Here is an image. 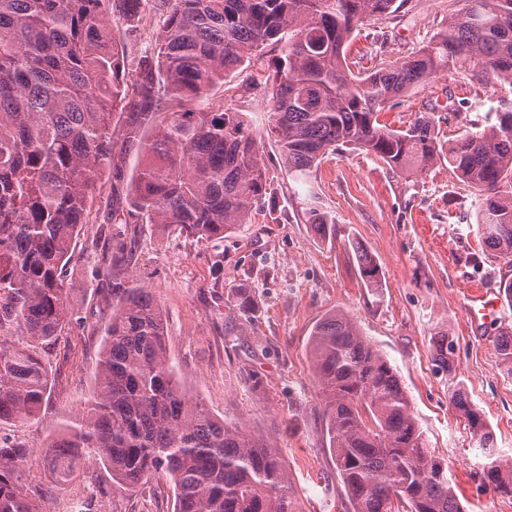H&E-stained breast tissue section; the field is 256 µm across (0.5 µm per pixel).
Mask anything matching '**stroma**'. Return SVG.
<instances>
[{
	"label": "stroma",
	"instance_id": "obj_1",
	"mask_svg": "<svg viewBox=\"0 0 512 512\" xmlns=\"http://www.w3.org/2000/svg\"><path fill=\"white\" fill-rule=\"evenodd\" d=\"M451 7V0H408L396 15L366 22L348 46L349 63L369 52L385 62L405 57L447 22ZM511 92L494 80L471 83L461 67L378 119L403 126L430 101L451 138L494 123L500 97ZM214 98L264 127V86L248 90L236 77L216 87ZM260 154L267 197L250 223L203 244L159 234L149 224L130 225L136 256L130 265L112 255V167H99L88 222L66 272L69 307L79 320L44 352L53 371L49 401L37 420L14 431L32 450L20 483L39 491L43 512H59L84 488L109 512H173L165 477L116 492L97 464L60 486L40 453L93 391L100 338L112 313L106 288L116 277L152 289L184 388L214 416L269 437L279 448L303 512H353L336 474L310 355L314 326L334 313L353 319L397 370L429 447L448 463L464 512H512L511 497L482 488L486 457L448 401L454 387L463 388L493 432L494 453L512 461V375L497 353L500 330L512 329V297L505 291L512 264L478 233L474 192L443 161L410 176L347 150L327 155L304 187L289 177L273 142H265ZM314 207L335 224V239L314 233ZM352 240L374 254L381 287H367L360 276L348 247ZM245 279L254 302L249 319L232 294ZM475 284L498 299L477 326L466 307ZM443 331L454 340L448 371L432 361L433 339Z\"/></svg>",
	"mask_w": 512,
	"mask_h": 512
}]
</instances>
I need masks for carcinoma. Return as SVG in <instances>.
<instances>
[{
	"label": "carcinoma",
	"mask_w": 512,
	"mask_h": 512,
	"mask_svg": "<svg viewBox=\"0 0 512 512\" xmlns=\"http://www.w3.org/2000/svg\"><path fill=\"white\" fill-rule=\"evenodd\" d=\"M147 2L0 0V428L36 420L50 396L52 370L39 348L71 321L65 268L103 163H112V196L125 194L112 205L114 224L203 242L249 223L264 204L257 131L230 104L203 107L237 71L261 76L263 133L294 181L347 147L410 175L445 160L478 197L486 246L512 256V102H501L495 123L451 141L433 107L400 129L378 120L459 64L475 84L512 88V0H460L408 56L364 72L347 61L355 33L408 0H166L156 38L130 51L113 24L140 25ZM133 146L144 162L122 190L118 157ZM351 248L361 277L379 287L373 256ZM112 249L132 258L126 231L112 235ZM232 292L249 313L248 284ZM111 296L92 400L43 448L52 477L65 483L101 464L124 492L167 475L175 512H302L279 449L214 417L183 388L152 291L114 278ZM310 348L353 512H463L399 376L356 322L326 317ZM497 348L512 375V331ZM453 350L449 337L437 340V368H452ZM449 401L491 450L480 410L458 388ZM28 455L0 434V512H42L37 491L18 482ZM481 485L512 497V467L490 459Z\"/></svg>",
	"instance_id": "cac0c4a2"
}]
</instances>
